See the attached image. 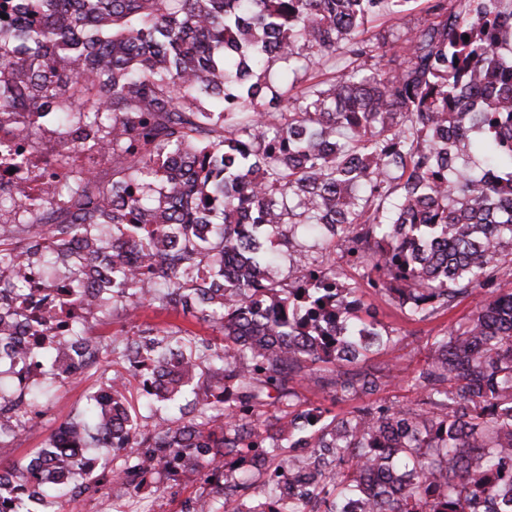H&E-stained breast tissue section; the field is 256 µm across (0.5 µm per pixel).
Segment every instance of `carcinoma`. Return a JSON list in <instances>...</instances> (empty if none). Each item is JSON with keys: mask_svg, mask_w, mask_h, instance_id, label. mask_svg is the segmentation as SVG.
<instances>
[{"mask_svg": "<svg viewBox=\"0 0 512 512\" xmlns=\"http://www.w3.org/2000/svg\"><path fill=\"white\" fill-rule=\"evenodd\" d=\"M8 2L0 121L20 135L78 125L81 147L112 152L115 179L86 168L53 186L69 208L25 238L0 223V262L46 272L53 253L98 317L158 302L223 341L160 327L101 341L76 322L26 354L23 312L0 304V358L59 378L70 350L118 343L129 362L105 381L112 398L92 393L66 425L73 445L0 466V512L135 493L159 452L191 456L225 512H512V53L497 48L512 0H426L398 29L375 22L419 0ZM303 229L413 322L486 290L426 339L413 405L302 400L305 383L333 403L386 390L385 369L362 361L397 344L359 315L336 260L293 244ZM275 238L292 249L282 282ZM142 356L151 430L128 397ZM18 412L35 413L32 392L0 393V418ZM91 429L123 462L97 468Z\"/></svg>", "mask_w": 512, "mask_h": 512, "instance_id": "cac0c4a2", "label": "carcinoma"}]
</instances>
